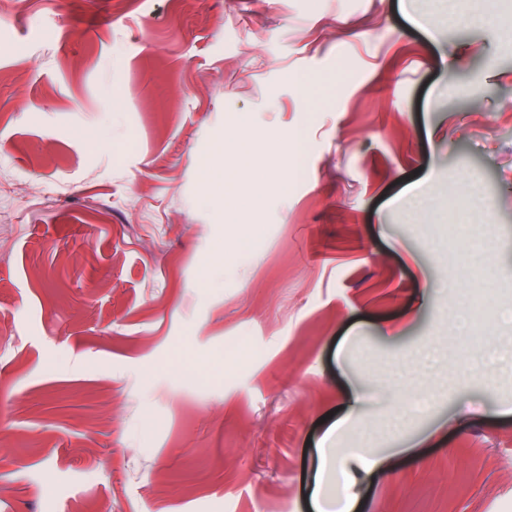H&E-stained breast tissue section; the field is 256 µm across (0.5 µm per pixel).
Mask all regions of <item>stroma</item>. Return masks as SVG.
Here are the masks:
<instances>
[{"label": "stroma", "instance_id": "1", "mask_svg": "<svg viewBox=\"0 0 512 512\" xmlns=\"http://www.w3.org/2000/svg\"><path fill=\"white\" fill-rule=\"evenodd\" d=\"M510 310L512 0H0V512H512ZM374 396L373 391L367 387L364 386L359 391L355 392L351 399V403L349 404V407L344 414V416L336 421L334 425H332L325 433L323 437V442L325 441L336 431V433L340 430L342 426L345 424L351 423L355 421L360 414V411L365 403L366 400L371 399ZM322 451V463L314 481V491L317 498L320 499V502H318L317 512H353L356 505V497L351 491L353 480L349 471L348 460H357L366 472H371L374 469H377L382 464V460L378 458L367 459L360 455L343 457L336 456L333 469L336 474V484L341 485V492L337 497H333L328 492V467L325 448H322ZM333 507H336V510H329V508Z\"/></svg>", "mask_w": 512, "mask_h": 512}]
</instances>
